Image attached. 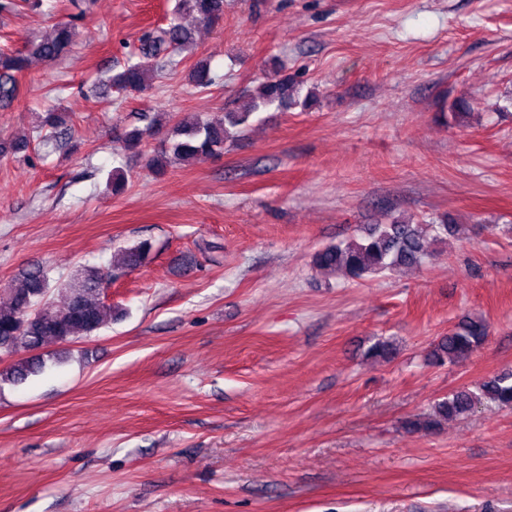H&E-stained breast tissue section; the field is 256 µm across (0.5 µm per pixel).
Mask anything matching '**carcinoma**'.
Wrapping results in <instances>:
<instances>
[{"label":"carcinoma","mask_w":512,"mask_h":512,"mask_svg":"<svg viewBox=\"0 0 512 512\" xmlns=\"http://www.w3.org/2000/svg\"><path fill=\"white\" fill-rule=\"evenodd\" d=\"M225 0H177L167 27L145 31L138 38V46L131 52V61L112 76V83L122 89L143 93L152 87L158 70L173 64L172 53L183 52L192 41V32L180 23V17L189 13L205 23L224 17ZM30 10L43 7V0H0V13H17L20 6ZM73 24L62 23L52 35L29 41L24 48L6 51L0 49V106L9 107L19 95L16 74L25 69L29 57L54 61L67 54L73 44ZM189 82L201 88L211 86L210 64L197 60L188 71ZM299 82L291 77L276 76L263 83L257 95L229 111L217 120L190 115L177 122L168 134L167 145L149 159L148 166L159 173L171 164H180L199 156L224 153V147L245 136L251 119L262 109L275 105L283 110L295 103ZM39 126L61 134L67 129L65 114L47 112L39 117ZM155 127L150 120L143 127L125 131L121 139L127 148L137 147ZM456 225L446 219L440 224H423L392 219L387 224H373L363 234L319 250L314 258L318 270L336 273L358 281L370 274L401 267L422 264L429 256V242L454 232ZM151 245L147 241L126 249L118 266L135 269L147 259ZM112 285V269L84 265L69 278L50 285L48 273L35 269L14 281L9 288V306L0 308V355L10 354L20 346L32 350L49 343L71 342L89 336L99 329L107 315L108 306L101 295ZM65 292L62 304L51 302L52 287ZM488 336L484 319L465 316L458 320L448 335L434 343L427 356L432 365H443L464 359L480 347ZM395 348L389 342L377 341L366 351V356L390 359ZM42 369L40 361L26 360L0 371V382L21 383ZM484 403L512 406V370L499 372L472 391L460 389L438 401L432 413L405 422L410 432L433 433L441 426L459 417L471 414Z\"/></svg>","instance_id":"cac0c4a2"}]
</instances>
